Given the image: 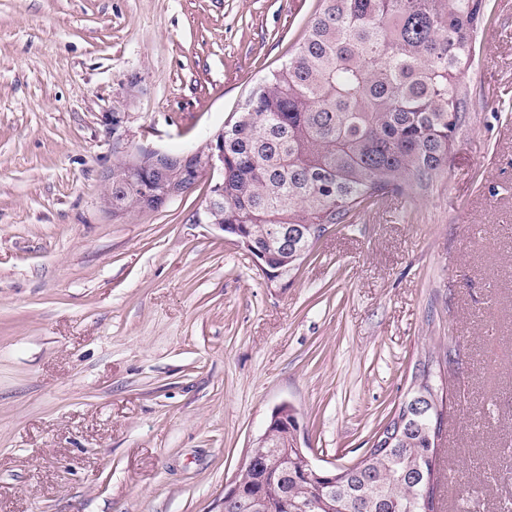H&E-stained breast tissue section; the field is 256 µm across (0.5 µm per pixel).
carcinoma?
<instances>
[{"mask_svg":"<svg viewBox=\"0 0 512 512\" xmlns=\"http://www.w3.org/2000/svg\"><path fill=\"white\" fill-rule=\"evenodd\" d=\"M488 0H319L294 54L273 71L224 126V223L270 255L292 275L321 239L317 225L351 224L389 196L415 200L448 170L457 134L472 98L461 75L471 67L478 27L492 22ZM112 167V214L142 205L138 185ZM168 184L185 192L191 165ZM295 236L284 244L273 229ZM439 362L428 356L412 378H429V395L445 407L435 383ZM397 407L380 429L394 448L373 451L362 469L336 486L310 483L281 460V435L255 450L258 470L275 476L269 512H420L408 476L429 463L437 447L431 422L418 418L396 430ZM253 490L224 503V512H259Z\"/></svg>","mask_w":512,"mask_h":512,"instance_id":"carcinoma-1","label":"carcinoma"}]
</instances>
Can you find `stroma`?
I'll return each mask as SVG.
<instances>
[{
  "label": "stroma",
  "mask_w": 512,
  "mask_h": 512,
  "mask_svg": "<svg viewBox=\"0 0 512 512\" xmlns=\"http://www.w3.org/2000/svg\"><path fill=\"white\" fill-rule=\"evenodd\" d=\"M318 0H0V512H224L290 403L353 463L443 361L444 512H512V19L448 171L332 227L288 287L196 214L112 216L139 147L206 149ZM436 366L440 368L439 361H435L432 356L425 357L424 360H420L419 363L415 367V371L412 375V383L410 385V388L414 382V380L418 377L428 376L429 378V388L428 393L430 396L435 397V399L438 402V406L441 409H444L445 407V400L443 396V391H440L439 387H437L435 383L436 375L434 374L436 371Z\"/></svg>",
  "instance_id": "1"
}]
</instances>
